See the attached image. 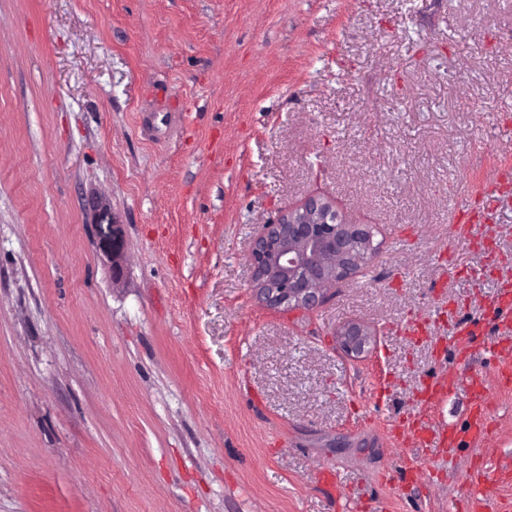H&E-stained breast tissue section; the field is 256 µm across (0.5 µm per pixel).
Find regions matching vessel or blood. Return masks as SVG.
Here are the masks:
<instances>
[{
	"label": "vessel or blood",
	"instance_id": "vessel-or-blood-1",
	"mask_svg": "<svg viewBox=\"0 0 512 512\" xmlns=\"http://www.w3.org/2000/svg\"><path fill=\"white\" fill-rule=\"evenodd\" d=\"M512 201V168L504 166L479 190L475 191L465 205L459 209L452 221L453 233L457 238H465L466 227L470 224H491L501 204ZM495 309L499 319V333L504 342L502 351H512V282L501 285ZM450 385L447 377L434 376L423 383L415 410L403 418L401 424L392 428L390 436L395 443L413 441L421 448H443L447 445V436L443 430L435 428L427 418L428 409L433 406ZM490 415L484 404H477L475 414L466 430L470 442H481L488 431ZM494 480L485 469H477L472 488L468 494L471 512H492L493 505L488 497L487 488Z\"/></svg>",
	"mask_w": 512,
	"mask_h": 512
}]
</instances>
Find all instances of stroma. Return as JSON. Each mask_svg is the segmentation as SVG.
Listing matches in <instances>:
<instances>
[{
  "instance_id": "obj_1",
  "label": "stroma",
  "mask_w": 512,
  "mask_h": 512,
  "mask_svg": "<svg viewBox=\"0 0 512 512\" xmlns=\"http://www.w3.org/2000/svg\"><path fill=\"white\" fill-rule=\"evenodd\" d=\"M506 111L512 0H0V512H466L468 464L512 466V204L467 244L450 217L512 165ZM315 194L377 250L267 308L249 238ZM442 372L429 420L464 432L479 378L486 439L392 444ZM495 310L498 312L499 333L503 336L502 352L511 355L512 339V282L505 281L501 285ZM372 335L371 327L361 322H350L336 333L339 347L350 356L362 354L367 337Z\"/></svg>"
}]
</instances>
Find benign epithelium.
<instances>
[{
    "label": "benign epithelium",
    "instance_id": "1",
    "mask_svg": "<svg viewBox=\"0 0 512 512\" xmlns=\"http://www.w3.org/2000/svg\"><path fill=\"white\" fill-rule=\"evenodd\" d=\"M372 248L371 225L353 224L333 202L311 195L262 225L253 237L247 255L253 288L271 308L314 310L325 302L327 287L367 263ZM371 335V327L361 322H350L336 333L339 347L350 356L362 354Z\"/></svg>",
    "mask_w": 512,
    "mask_h": 512
}]
</instances>
